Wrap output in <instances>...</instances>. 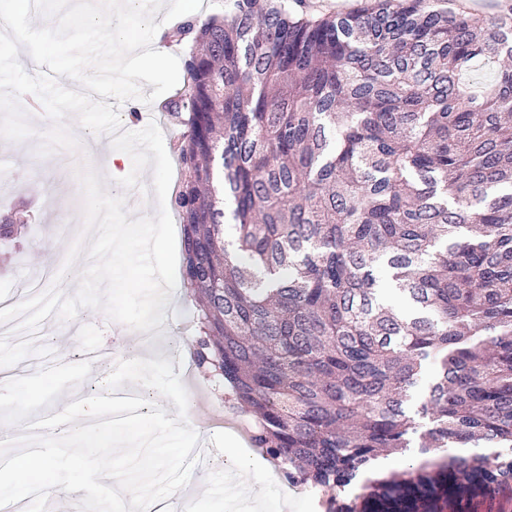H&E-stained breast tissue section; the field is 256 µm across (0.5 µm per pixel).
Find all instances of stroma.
<instances>
[{
    "mask_svg": "<svg viewBox=\"0 0 512 512\" xmlns=\"http://www.w3.org/2000/svg\"><path fill=\"white\" fill-rule=\"evenodd\" d=\"M162 99L152 103H120L121 127L138 131L149 123L160 128L165 143H172L181 128L162 108ZM36 134L22 142L0 139V215L13 212L18 225L13 241L0 243V297L22 302L23 283L36 277L43 267L65 263L75 230L83 226V195L75 169L63 168L39 154L40 135L52 126L46 115L30 116ZM193 306L184 286H177L164 309L162 332L151 349L132 344L135 330H128L129 341L115 348L116 359H168L181 377L189 394L187 413L192 427L208 448L213 462L193 469L187 486L171 497L173 512H321L319 492L290 485L271 469L261 491H254L249 475L228 478L222 463L224 432L231 429L240 441V451L259 456L250 442V431L239 429L237 413L227 411L217 390L206 376L194 375L192 350L197 328ZM119 328L100 310H80L76 318L55 320L40 326L35 334L38 345L53 350L60 362H79L86 351L112 347V336Z\"/></svg>",
    "mask_w": 512,
    "mask_h": 512,
    "instance_id": "stroma-1",
    "label": "stroma"
}]
</instances>
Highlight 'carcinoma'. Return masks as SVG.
Returning a JSON list of instances; mask_svg holds the SVG:
<instances>
[{
  "instance_id": "obj_1",
  "label": "carcinoma",
  "mask_w": 512,
  "mask_h": 512,
  "mask_svg": "<svg viewBox=\"0 0 512 512\" xmlns=\"http://www.w3.org/2000/svg\"><path fill=\"white\" fill-rule=\"evenodd\" d=\"M299 6L169 33L198 47L163 106L194 362L324 512H474L512 493V13ZM415 434L426 459L351 491Z\"/></svg>"
}]
</instances>
